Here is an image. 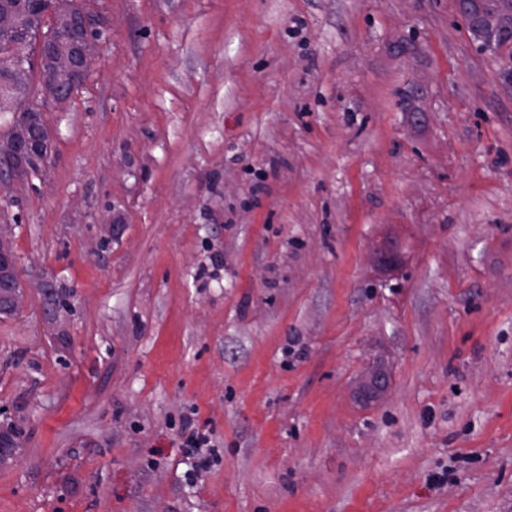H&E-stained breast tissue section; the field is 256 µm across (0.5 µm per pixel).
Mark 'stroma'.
<instances>
[{
    "label": "stroma",
    "mask_w": 512,
    "mask_h": 512,
    "mask_svg": "<svg viewBox=\"0 0 512 512\" xmlns=\"http://www.w3.org/2000/svg\"><path fill=\"white\" fill-rule=\"evenodd\" d=\"M99 6L5 211L0 512H512L505 62L454 0ZM8 222L0 225V314L16 311L14 286L24 288L15 262V252L10 240ZM182 436L184 437L183 444L187 448L188 452L196 457L195 470L198 475L206 473L211 466V458L203 448H208L206 439L199 436V433L193 428V424L190 420L186 421L183 425Z\"/></svg>",
    "instance_id": "35a3bbf8"
}]
</instances>
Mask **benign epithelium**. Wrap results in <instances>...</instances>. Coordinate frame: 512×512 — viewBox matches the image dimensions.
Listing matches in <instances>:
<instances>
[{
    "label": "benign epithelium",
    "instance_id": "1",
    "mask_svg": "<svg viewBox=\"0 0 512 512\" xmlns=\"http://www.w3.org/2000/svg\"><path fill=\"white\" fill-rule=\"evenodd\" d=\"M457 12L467 22L472 34L489 51L512 53V0H456ZM50 35L46 41L39 101L24 113L32 117L31 132L22 140L0 134V189L29 177V165L47 163L51 133L41 126L44 107L67 101L86 79L97 60V50L107 32L102 11L94 7L78 11L69 0H56L50 14ZM22 26V17L11 6L0 7V34L14 35ZM9 224L0 225V314L16 311L14 287H23Z\"/></svg>",
    "mask_w": 512,
    "mask_h": 512
}]
</instances>
